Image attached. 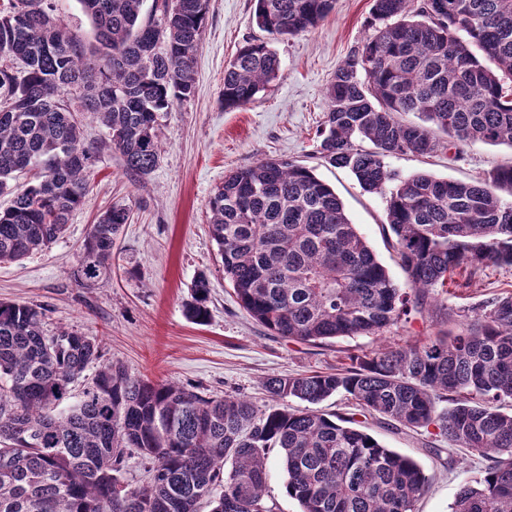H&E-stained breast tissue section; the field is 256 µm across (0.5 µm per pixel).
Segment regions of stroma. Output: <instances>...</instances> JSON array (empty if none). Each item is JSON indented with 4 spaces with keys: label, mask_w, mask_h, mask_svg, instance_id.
Returning a JSON list of instances; mask_svg holds the SVG:
<instances>
[{
    "label": "stroma",
    "mask_w": 512,
    "mask_h": 512,
    "mask_svg": "<svg viewBox=\"0 0 512 512\" xmlns=\"http://www.w3.org/2000/svg\"><path fill=\"white\" fill-rule=\"evenodd\" d=\"M372 5L373 0H336L333 12L315 28L271 41L281 77L251 103L228 109L222 100L225 65L246 41H264L268 35L252 21L253 0H209L196 57V92L161 120L158 166L137 180L118 152L102 150L86 201L73 212L64 236L23 261L0 264V300L40 305L49 330L72 328L95 338L105 360L121 363L131 375L206 393H236L261 406L266 401L261 383L267 377L329 372L348 366L353 354L424 341L450 323L474 320L495 298L512 293V267L464 268L447 287L431 291L424 309L411 312L382 337L312 345L257 324L224 280L208 227L211 195L230 171L286 157L312 168L335 190L393 280L406 286L382 229L381 196L364 192L349 171L329 166L316 152L326 88L342 60L373 34ZM385 162L403 176L428 172L467 181L512 164V147L475 142L454 153L442 143L430 155L393 154ZM115 203L129 207L133 219L116 241L112 274L95 287H79L71 272L84 239L98 215ZM202 272L212 288L208 319L199 325L187 318L185 304L193 279ZM320 408L355 417L358 427L383 446L420 465L427 486L416 512H450L458 487L482 477L487 466L478 454L450 450L446 438L430 431L358 415L345 396Z\"/></svg>",
    "instance_id": "obj_1"
}]
</instances>
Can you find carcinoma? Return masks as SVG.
<instances>
[{"label":"carcinoma","mask_w":512,"mask_h":512,"mask_svg":"<svg viewBox=\"0 0 512 512\" xmlns=\"http://www.w3.org/2000/svg\"><path fill=\"white\" fill-rule=\"evenodd\" d=\"M78 0L99 46L54 18L55 0L0 4V262L48 248L83 206L98 147L62 104L77 95L127 169L158 165L160 120L195 93V58L208 0ZM271 39L316 27L335 0H254ZM375 33L326 89L317 153L385 200L406 287L358 232L332 187L288 159L224 176L209 229L224 281L241 307L278 336L320 345L379 335L460 267L512 266V165L469 182L388 169L391 154L427 155L437 134L457 147L512 146V0H373ZM281 76L267 41L249 40L224 69V107L254 100ZM417 115L418 121L398 118ZM371 147L364 148L361 143ZM19 173L33 179L14 188ZM130 208L91 225L77 285L112 269ZM211 281L191 284L186 315L208 314ZM37 305L0 301V512H273L264 499L268 453L281 451L288 496L302 512H415L426 477L411 458L313 409L344 394L364 414L429 428L489 461L456 492L451 512H512V294L488 313L424 342L350 356L332 372L264 383L270 404L213 396L130 376L104 362L101 343L74 330L48 334ZM99 368L80 400L73 387ZM304 404L293 408L288 402ZM449 406H443V403ZM137 457L149 481L125 482Z\"/></svg>","instance_id":"carcinoma-1"}]
</instances>
